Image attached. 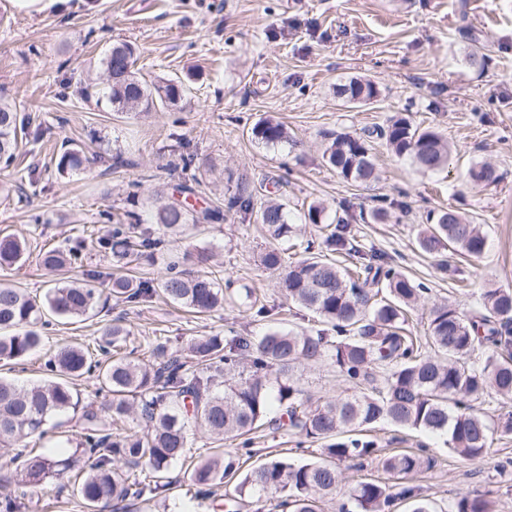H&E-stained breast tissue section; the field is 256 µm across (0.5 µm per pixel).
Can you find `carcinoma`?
Instances as JSON below:
<instances>
[{"instance_id": "carcinoma-1", "label": "carcinoma", "mask_w": 512, "mask_h": 512, "mask_svg": "<svg viewBox=\"0 0 512 512\" xmlns=\"http://www.w3.org/2000/svg\"><path fill=\"white\" fill-rule=\"evenodd\" d=\"M136 48L126 42L112 46L103 58L107 101L114 112L148 113L158 106L176 107L188 87L178 77L153 87L134 72ZM380 95L377 84L352 78L336 85V97L349 104H368ZM25 133L16 108L0 100V162L17 156L18 137ZM254 139L277 146L288 142V131L273 115L251 128ZM323 157L347 182H366L375 174L371 143L381 140L399 158L419 169L438 172L449 167L452 147L433 127L414 125L406 116L359 133L327 135ZM86 158L75 150L59 158L62 173L79 171ZM469 178L485 187L498 184L496 165H474ZM251 179L234 181L225 207L259 221L274 240L261 264L279 275L285 298L317 316L325 328L314 332L271 329L252 343L240 336H196L179 354L167 344L150 345L151 366L120 355L130 331L119 320L106 327L94 350L64 345L47 361V370L62 379L18 387L0 379V444L9 445L15 464V489L0 497V512H19L21 500L50 480L67 481L88 512H104L127 500L151 499L169 490V469L191 455L190 431L202 430L215 441L242 440L237 454L199 460L185 470L195 497L209 499L236 471L237 460L251 456L248 435L263 429L291 428L307 438L324 441L321 458L305 463L271 457L249 470L224 495V512H241L246 499L264 502L273 512H320V502L343 493L340 464L359 468L377 464L395 484L361 481L349 492L354 512H391L395 502L409 512H439L421 496L409 477L432 464L426 450L386 456L364 433L378 424L424 432H445L448 447L472 464L482 462L494 430L512 435V411L497 428L489 425L476 403L491 391L502 406L512 404V289L487 288L477 307L462 313L451 302L434 304L429 312L428 336L422 339L405 328L408 309L417 305L426 287L394 268L387 257L355 244L352 205L324 223L325 208L312 204L310 223L322 225L320 242H309L311 256L288 261L292 227L282 203L255 202ZM225 219L218 209L195 211L169 200L150 212L151 224L136 211L124 213V223L98 238L101 249L116 263L151 257L165 246V237L178 236L189 224H212ZM418 248L438 258V267L450 269L447 253L483 257L486 236L474 218L453 208L431 210L417 239ZM28 238L0 231V268H13L27 259ZM78 248L55 247L40 255L51 271L69 268L79 259ZM180 257L167 256L166 274L151 278L110 275L106 290L112 297L140 306L162 295L195 313L224 309L239 299L255 309V316H272L273 308L259 303L253 289L237 296L207 274L180 270ZM103 290L97 286L60 282L49 289L39 306L18 288L0 284V359L16 360L37 348L39 327L47 317H92ZM303 362H327L351 385L352 393L314 402L293 377ZM97 374L100 390L109 400L101 408L82 403L72 379ZM79 415L80 440L70 455L59 449L44 452L27 447L46 434L53 413ZM135 420L141 430L118 433L113 426ZM448 512H495L483 495H463Z\"/></svg>"}]
</instances>
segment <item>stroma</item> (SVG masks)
Here are the masks:
<instances>
[{"label": "stroma", "instance_id": "stroma-1", "mask_svg": "<svg viewBox=\"0 0 512 512\" xmlns=\"http://www.w3.org/2000/svg\"><path fill=\"white\" fill-rule=\"evenodd\" d=\"M117 42L135 46V70L147 82L190 76L185 100L147 114L101 104V61ZM476 43L487 54L481 69L466 61ZM353 77L374 80L377 101L351 108L336 99L334 86ZM0 98L46 131L21 147L16 162L0 165V229L31 239L26 263L1 269L0 282L30 296L43 298L56 281L38 262L43 247L82 245L83 264L70 269V277L111 272L110 255L89 237L111 231L109 216L126 208L132 183H139L143 204L154 190L178 183L167 163L182 152L198 165L189 207L223 206L231 176L244 173L259 201L285 204L299 242L320 234L305 218L313 201H326L333 213L346 202L368 212L390 201L387 223H356L354 235L427 284L428 295L409 314L414 335L426 334L435 301L447 298L466 309L485 282L512 288V0H69L64 11L39 14L0 0ZM269 113L287 126L290 142L269 146L252 138L253 125ZM400 113L448 138L455 150L450 172L420 171L378 140L377 178L370 184L347 183L325 164V134L359 132ZM69 149L96 153L98 160L59 173L57 162ZM119 152L131 153L133 165L116 166ZM483 161L502 173L498 185L470 181V167ZM435 207L459 209L482 224L488 244L481 259H458V272L444 274L418 252L417 234ZM268 244L257 217L231 214L169 238L167 247L208 249L213 257L206 272L230 282L232 291L258 289L267 306L278 308V321L318 329L313 315L289 312L277 274L261 265ZM462 286L468 294H459ZM117 318L131 331L127 345L135 360L146 364L149 344L158 341L177 351L194 336H258L268 327L240 304L196 316L161 298L136 308L104 298L97 316L60 321L26 358L0 361V375L21 386L50 379L44 363L57 346L87 345ZM295 375L316 400L345 388L324 364L299 366ZM371 438L391 452L428 448L435 463L415 483L438 507L476 491L493 500L497 512H512V470L496 469L512 459V436L495 438L478 465L457 459L442 435L386 425ZM253 447L241 469L269 453L311 461L322 445L293 431H267ZM183 473L180 466L171 470L177 486L169 497L128 502L126 512H222L221 497L193 500ZM20 512L86 510L71 486L54 480L23 500Z\"/></svg>", "mask_w": 512, "mask_h": 512}]
</instances>
